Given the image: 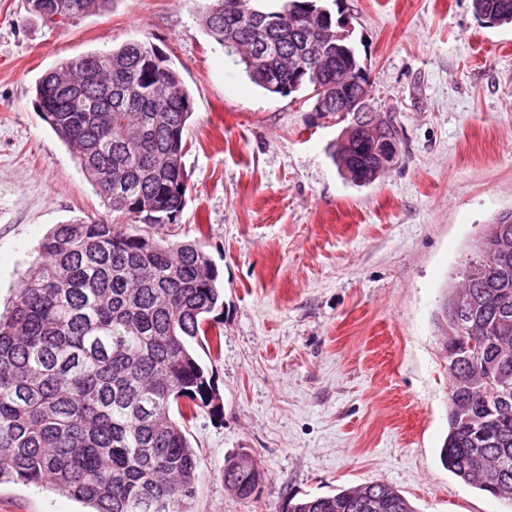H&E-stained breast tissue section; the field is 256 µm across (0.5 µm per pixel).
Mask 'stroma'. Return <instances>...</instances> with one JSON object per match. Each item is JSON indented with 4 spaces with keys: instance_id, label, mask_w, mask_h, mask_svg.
<instances>
[{
    "instance_id": "35a3bbf8",
    "label": "stroma",
    "mask_w": 512,
    "mask_h": 512,
    "mask_svg": "<svg viewBox=\"0 0 512 512\" xmlns=\"http://www.w3.org/2000/svg\"><path fill=\"white\" fill-rule=\"evenodd\" d=\"M370 99L403 142L356 187L329 147L342 130L308 94L250 82L196 18L195 0H112L51 28L0 0V314L40 241L72 219L118 222L35 103L59 61L131 39L170 57L191 94L185 206L154 228L203 239L224 281L221 353H201L216 413L187 425L191 512H282L289 496L382 481L416 512H512L439 457L448 372L439 301L477 240L512 211V25L471 0H343ZM252 455L257 494L224 483ZM33 484H0V512H84Z\"/></svg>"
}]
</instances>
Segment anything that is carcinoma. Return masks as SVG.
Listing matches in <instances>:
<instances>
[{"label":"carcinoma","mask_w":512,"mask_h":512,"mask_svg":"<svg viewBox=\"0 0 512 512\" xmlns=\"http://www.w3.org/2000/svg\"><path fill=\"white\" fill-rule=\"evenodd\" d=\"M112 0H27L40 18L63 24L105 10ZM202 0L205 32L238 56L250 81L290 96L336 88L370 97L352 35L320 0ZM491 25L512 23V0H472ZM329 30L309 40L312 18ZM36 106L125 224L73 220L56 225L21 277L9 316L0 319V481L45 485L93 512H190L198 462L186 421L217 409L213 376L195 347L221 349L220 272L197 241L157 240L187 191L184 132L191 98L155 47L131 39L108 51L63 60L36 83ZM373 141L343 130L329 148L356 186L384 173ZM443 295L438 316L448 368L443 465L465 485L512 504V408L485 409L512 393V211L500 214ZM462 302L461 329L448 309ZM480 342L482 353L467 348ZM248 498L260 466L231 456ZM283 512H415L394 486L366 482L334 495L288 498Z\"/></svg>","instance_id":"1"}]
</instances>
